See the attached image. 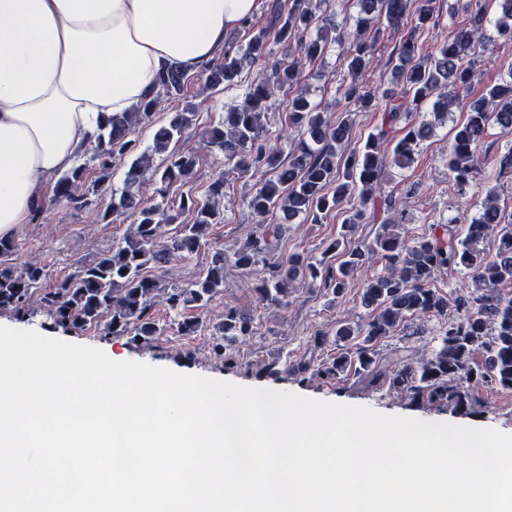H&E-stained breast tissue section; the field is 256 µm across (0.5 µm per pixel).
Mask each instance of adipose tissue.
<instances>
[{
    "mask_svg": "<svg viewBox=\"0 0 512 512\" xmlns=\"http://www.w3.org/2000/svg\"><path fill=\"white\" fill-rule=\"evenodd\" d=\"M255 0H0V237L161 72L194 73Z\"/></svg>",
    "mask_w": 512,
    "mask_h": 512,
    "instance_id": "adipose-tissue-1",
    "label": "adipose tissue"
}]
</instances>
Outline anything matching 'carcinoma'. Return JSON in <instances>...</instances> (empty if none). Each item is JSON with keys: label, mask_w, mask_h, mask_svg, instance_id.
Returning a JSON list of instances; mask_svg holds the SVG:
<instances>
[{"label": "carcinoma", "mask_w": 512, "mask_h": 512, "mask_svg": "<svg viewBox=\"0 0 512 512\" xmlns=\"http://www.w3.org/2000/svg\"><path fill=\"white\" fill-rule=\"evenodd\" d=\"M326 2L290 0L287 11L273 9L270 26L276 29L278 43L291 48L288 60L269 61V33L263 28L250 34L246 48L227 44L206 65L207 81L216 86L233 82L244 63L264 62L263 76L249 87L240 104L224 112V119L206 131V138L210 146L224 153L225 159L234 162L240 173L272 174L245 198L247 208L256 216L280 209L289 217L311 214L318 220L341 202L355 201L338 237L328 247L330 252H340L342 261L336 267L324 265L319 269L299 255L285 256L278 251L281 225L268 224L261 236L235 254L234 264L247 272L262 265L263 277L255 292L263 301L286 306L298 276L321 278L322 287L337 296L369 254L380 255L386 261L387 272L369 280L361 295V305L370 311L371 318L359 331L347 324L336 329L337 339L357 333L363 335L362 342L345 349L317 374L337 376L346 372L368 387L386 385L398 390L412 402L455 411L472 410L480 405L477 393L481 386L494 382L512 389V297L501 289L512 283V224L502 222L497 200L491 194L462 237L445 224L447 237L433 235L411 242L395 231L399 224L394 219L380 221L378 213L395 210L393 193L383 187L385 170L410 165L417 146L433 131L434 124L413 119V111L430 105L434 117H442L449 106L467 98L478 81L468 56L475 34L487 21L486 13L482 6L465 0L468 21L453 27L437 54L425 58L421 56L418 33L433 19L436 0H416L412 14L408 11L410 0H357L356 28L344 51L352 80L343 87V99L349 105L378 109L382 118L363 148L353 150L340 164L336 161L337 146L348 141L349 123L325 120L301 87L300 76L305 63L325 53L330 33L338 28L335 16L322 9ZM497 2V39L512 45V0ZM318 20L319 33L314 38L307 37ZM384 27L403 30L405 34L395 47L396 63L392 68L402 90L381 108L375 94L354 77L365 68L366 58L375 49ZM186 81V72L170 68L159 76L150 95L131 111L114 113L100 122L90 161L105 171L116 160H130L125 187L119 195L110 194L104 216L129 213L134 220L130 232L119 243L41 293V303L57 323L74 328L94 327L106 336L131 335L145 343L167 331V326L151 313L152 300L162 284L149 276L147 269L166 265L174 258L188 259L206 244L210 225L223 220L216 199L224 195V176L208 185L204 197L181 198L175 211L167 201L168 189L193 177L197 159L195 154L180 151L174 145L193 124L195 113H172L167 121L158 124L152 146L143 151L131 135L136 128L154 123L159 101L181 95ZM282 90L294 93L288 124L300 133L286 161L268 146L262 123L271 96ZM401 123L405 134L392 154L382 152L381 145L390 140ZM491 125L498 126L504 134H512V79L488 87L480 99L469 104L466 120L455 127L448 167L461 188L473 182L481 167L478 147ZM155 154L166 155L163 165L153 166ZM87 171L84 163L63 173L54 185L53 202L79 209L98 206L105 186L96 184L89 191L77 193L85 186ZM148 176L159 184V199L145 205L134 188ZM181 212L192 214L193 222L180 225L170 241L160 242L159 226L176 222ZM378 221L381 228L372 245L365 249L346 247L356 225ZM491 235L497 241L492 256L484 247ZM15 252L13 239L0 238V311L18 315L39 290L45 272L35 263L18 267L2 261ZM458 267L469 272L473 287L451 300L432 288V283L441 272ZM222 287L224 251L218 250L212 254L207 269L186 286L172 288L167 301L175 312L189 304L203 310ZM451 301L457 317L440 331L438 345L426 359L414 364L398 348L388 355L380 352V341L405 325L409 317L420 313L442 316ZM252 324L250 315L228 307L219 332L231 342L248 334ZM478 353L486 355L481 368L474 366Z\"/></svg>", "instance_id": "cac0c4a2"}]
</instances>
